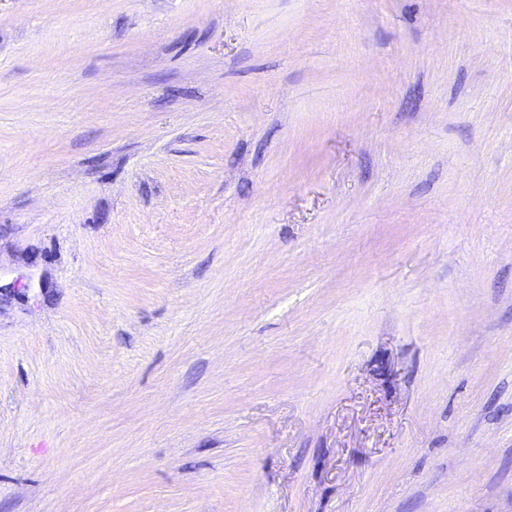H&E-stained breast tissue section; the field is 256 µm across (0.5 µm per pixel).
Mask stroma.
<instances>
[{
  "label": "stroma",
  "instance_id": "obj_1",
  "mask_svg": "<svg viewBox=\"0 0 512 512\" xmlns=\"http://www.w3.org/2000/svg\"><path fill=\"white\" fill-rule=\"evenodd\" d=\"M0 512H512V0H0Z\"/></svg>",
  "mask_w": 512,
  "mask_h": 512
}]
</instances>
